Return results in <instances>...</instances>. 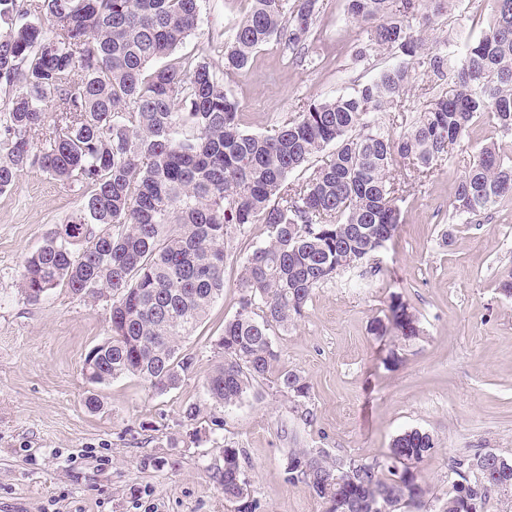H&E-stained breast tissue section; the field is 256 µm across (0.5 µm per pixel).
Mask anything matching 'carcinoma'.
I'll return each mask as SVG.
<instances>
[{
	"label": "carcinoma",
	"instance_id": "1",
	"mask_svg": "<svg viewBox=\"0 0 512 512\" xmlns=\"http://www.w3.org/2000/svg\"><path fill=\"white\" fill-rule=\"evenodd\" d=\"M251 2L225 45L224 71L245 68L273 38L305 59L318 0ZM445 2L347 0L365 35L357 60L381 50L401 58L259 136L241 128L240 105L207 58L153 67L197 31L201 0H0V85L9 95L0 193L27 167L86 189L81 208L25 257L21 292L29 302L56 288L112 300L96 383L133 375L156 394L175 388L192 366L182 340L224 293L225 240L263 224L267 239L244 261L239 308L218 341L224 362L206 390L234 406L271 376L291 402L308 397L303 376L278 367L272 336L301 319L313 288L394 237L400 197L390 168L433 173L485 113L512 133V0H494L478 39L427 53L413 22L429 25ZM414 64L438 83L415 121L398 113L404 129L395 136L371 115L396 108ZM449 70L454 80L444 87ZM329 145L334 152L309 177L288 182ZM511 195L512 159L491 144L458 181L453 210L471 219ZM391 313L400 338L423 333L408 303ZM434 452L432 436L418 429L370 461L291 448L288 480L305 483L324 512H396L402 500L419 504L429 494L416 468ZM222 454L212 478L224 502L260 512L243 452L226 445ZM511 497L512 459L477 451L452 459L442 512H498Z\"/></svg>",
	"mask_w": 512,
	"mask_h": 512
}]
</instances>
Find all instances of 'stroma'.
<instances>
[{
  "label": "stroma",
  "instance_id": "obj_1",
  "mask_svg": "<svg viewBox=\"0 0 512 512\" xmlns=\"http://www.w3.org/2000/svg\"><path fill=\"white\" fill-rule=\"evenodd\" d=\"M319 5L308 36L315 64L296 63L273 41L225 77L247 132L272 134L390 61L385 51L357 61L363 34L346 0ZM248 8V0H202L200 28L175 58L204 56L223 71L224 45ZM491 9V0H460L426 31L428 48L478 38ZM491 143L512 157V134L481 117L430 176L393 167L404 184L400 223L372 270L349 267L314 288L303 318L275 336L281 366L311 385L306 421L270 382L226 408L205 389L224 359L218 340L239 308L243 262L265 241L264 225L227 239L224 293L183 342L193 364L176 388L156 395L134 376L95 386L82 368L110 334L109 302L58 288L33 304L20 290L25 256L80 208L84 189L35 167L21 171L0 193V512H231L212 479L225 445L243 451L263 512H323L304 483L289 481V449L370 460L410 429L432 435L436 450L420 466L429 496L404 512H438L452 458L480 448L512 457V296L501 290L512 276V203L469 221L452 209L459 177ZM396 298L418 315V339L373 333ZM92 394L101 402L94 412L85 404ZM191 404L202 411L193 429L183 419ZM151 457L165 466H149Z\"/></svg>",
  "mask_w": 512,
  "mask_h": 512
}]
</instances>
